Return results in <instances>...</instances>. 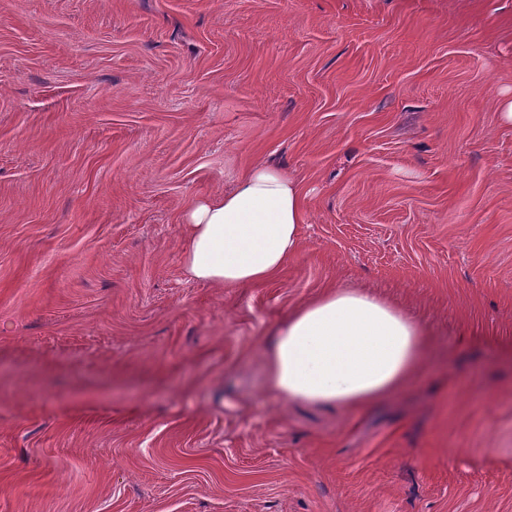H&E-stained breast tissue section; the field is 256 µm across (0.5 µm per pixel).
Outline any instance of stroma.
Wrapping results in <instances>:
<instances>
[{
    "instance_id": "stroma-1",
    "label": "stroma",
    "mask_w": 512,
    "mask_h": 512,
    "mask_svg": "<svg viewBox=\"0 0 512 512\" xmlns=\"http://www.w3.org/2000/svg\"><path fill=\"white\" fill-rule=\"evenodd\" d=\"M512 0H0V512H512ZM267 164L300 246L190 278ZM430 346L346 411L266 350L327 288ZM181 253L184 272L200 282L234 288L274 279L296 253L305 197L277 168L256 165L230 192L193 204Z\"/></svg>"
}]
</instances>
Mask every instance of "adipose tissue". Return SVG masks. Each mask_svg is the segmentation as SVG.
<instances>
[{
    "instance_id": "adipose-tissue-1",
    "label": "adipose tissue",
    "mask_w": 512,
    "mask_h": 512,
    "mask_svg": "<svg viewBox=\"0 0 512 512\" xmlns=\"http://www.w3.org/2000/svg\"><path fill=\"white\" fill-rule=\"evenodd\" d=\"M182 221L189 277L227 288L262 283L296 253L305 197L284 172L256 165L234 190L193 204ZM427 346L424 327L372 291L336 288L289 314L266 372L279 396L349 410L404 388Z\"/></svg>"
}]
</instances>
